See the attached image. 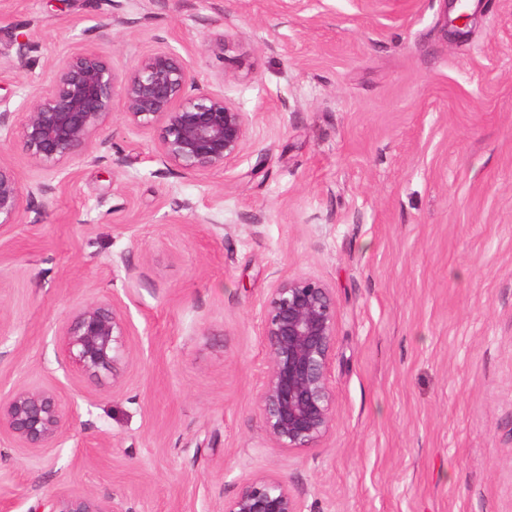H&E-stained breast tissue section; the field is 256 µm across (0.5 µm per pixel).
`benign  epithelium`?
Wrapping results in <instances>:
<instances>
[{"instance_id":"obj_1","label":"benign epithelium","mask_w":512,"mask_h":512,"mask_svg":"<svg viewBox=\"0 0 512 512\" xmlns=\"http://www.w3.org/2000/svg\"><path fill=\"white\" fill-rule=\"evenodd\" d=\"M46 91L35 88L23 101L25 118L0 109V130L17 135L31 161L54 170L93 158L126 164L123 149L102 136L120 107L124 122L156 132L152 159L176 175L222 171L249 146L252 118L200 80L188 60L162 46L117 70L95 52H78L52 64ZM33 195L24 194L15 170L0 160V228L22 221ZM337 327L332 289L312 276L279 277L262 308V340L269 369L260 397L266 434L288 451L319 447L334 421L330 385ZM121 301L78 304L63 332L66 362L98 382L121 386L131 348ZM65 413L55 389L20 385L0 400V435L20 448H53L61 440ZM31 512H119L90 495H54ZM224 512H305L304 497L285 479L258 472L224 503Z\"/></svg>"}]
</instances>
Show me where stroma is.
I'll use <instances>...</instances> for the list:
<instances>
[{"label": "stroma", "mask_w": 512, "mask_h": 512, "mask_svg": "<svg viewBox=\"0 0 512 512\" xmlns=\"http://www.w3.org/2000/svg\"><path fill=\"white\" fill-rule=\"evenodd\" d=\"M448 9L0 0V60L35 44L0 82L12 111L72 53L121 70L164 41L253 118L248 149L201 177L167 173L154 133L118 114L117 173L40 170L0 133L35 194L0 230V398L46 385L66 414L59 447L0 439V512L58 493L224 512L256 472L306 512H512V0H476L462 38ZM298 275L336 299L335 420L288 451L259 410L261 314L276 278ZM112 297L131 347L116 389L62 367L60 345L78 302Z\"/></svg>", "instance_id": "stroma-1"}]
</instances>
